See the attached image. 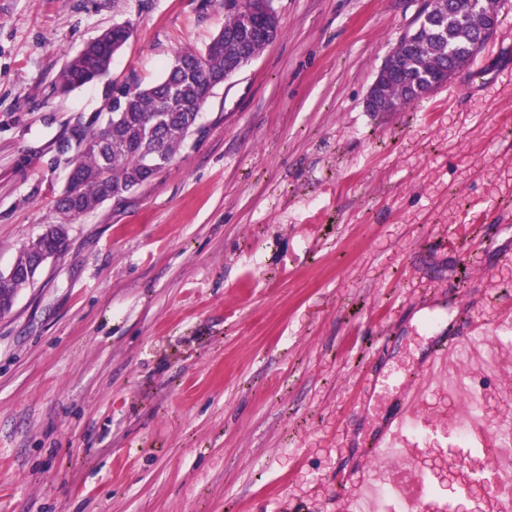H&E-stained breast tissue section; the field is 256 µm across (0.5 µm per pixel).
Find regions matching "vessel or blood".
<instances>
[{"instance_id":"1","label":"vessel or blood","mask_w":512,"mask_h":512,"mask_svg":"<svg viewBox=\"0 0 512 512\" xmlns=\"http://www.w3.org/2000/svg\"><path fill=\"white\" fill-rule=\"evenodd\" d=\"M484 220V210L475 205L455 213L453 231L432 225L427 236L437 249H453L464 262L469 228ZM511 319L507 312L484 319L461 311L447 326L438 327L424 356L404 372L367 370L359 392L363 404L383 392L391 398L385 415L365 441L364 463L354 471L333 474L329 486L292 496L289 506L278 504L271 512H453L452 502L438 491L429 472L417 466L427 453L419 436L431 431L440 438H451L460 422L469 432L466 450L448 456L459 475L458 492L468 493L473 483L487 481L489 492L481 512H512V454L501 448L495 425L476 413L481 393L469 384L475 374L489 369L504 354L495 346L476 349V338ZM436 391L453 403V417L445 424L424 410L429 395Z\"/></svg>"}]
</instances>
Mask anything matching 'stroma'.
<instances>
[{
	"label": "stroma",
	"instance_id": "obj_1",
	"mask_svg": "<svg viewBox=\"0 0 512 512\" xmlns=\"http://www.w3.org/2000/svg\"><path fill=\"white\" fill-rule=\"evenodd\" d=\"M426 0H273L281 32L216 88L169 166L66 219L59 140L107 82L205 49L224 0H0V270L46 225L67 246L0 316V512H260L356 468L366 366L402 367L432 292L512 301V0L496 36L395 112L368 90ZM131 24L105 78L66 59ZM482 203L468 267L425 241ZM512 361L478 378L512 440Z\"/></svg>",
	"mask_w": 512,
	"mask_h": 512
}]
</instances>
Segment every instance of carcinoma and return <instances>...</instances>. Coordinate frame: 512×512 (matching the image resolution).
Here are the masks:
<instances>
[{
  "mask_svg": "<svg viewBox=\"0 0 512 512\" xmlns=\"http://www.w3.org/2000/svg\"><path fill=\"white\" fill-rule=\"evenodd\" d=\"M495 14L494 0H430L415 26L400 37L398 66L380 78L378 94L388 111L423 97L421 92L410 93L409 84L416 82L422 89L432 83L440 86L464 67L487 29V19ZM268 27L265 15L253 17L247 25L241 12L227 8L224 26L204 50L182 48L175 53L174 58L186 63L190 72L179 75L168 69L154 84L127 85L121 97L106 86L112 127L92 119L81 125L75 137L64 138L83 183L79 187L65 184L55 200L56 209L75 218L111 198L123 197L169 165L194 128L181 107L201 111L207 101L203 95L207 77L222 74L228 78L242 59L256 57L271 43ZM114 36V44L96 42L66 60L56 87L70 91L85 85L88 77L108 71L124 40L119 31ZM66 236L65 225L59 224L26 244L14 261L15 271L0 275V297L15 299L30 285L27 272L39 251L61 252Z\"/></svg>",
  "mask_w": 512,
  "mask_h": 512,
  "instance_id": "1",
  "label": "carcinoma"
}]
</instances>
